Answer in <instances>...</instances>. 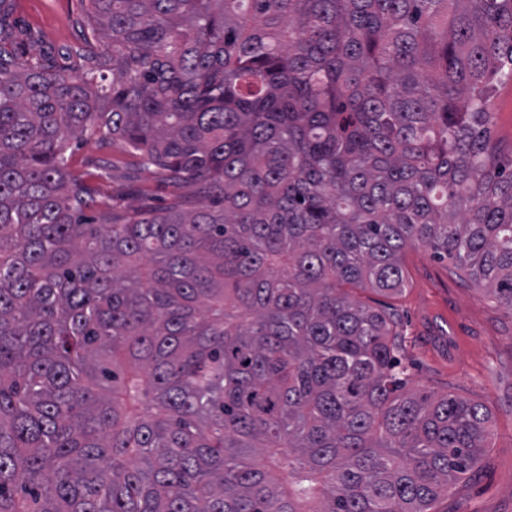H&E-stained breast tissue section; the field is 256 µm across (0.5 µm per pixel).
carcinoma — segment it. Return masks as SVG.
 I'll return each mask as SVG.
<instances>
[{
    "instance_id": "obj_1",
    "label": "carcinoma",
    "mask_w": 512,
    "mask_h": 512,
    "mask_svg": "<svg viewBox=\"0 0 512 512\" xmlns=\"http://www.w3.org/2000/svg\"><path fill=\"white\" fill-rule=\"evenodd\" d=\"M14 10L0 512H435L491 411L350 291L424 247L512 314V0H87L67 71ZM89 140L191 193L88 215ZM493 131L506 148L512 145V85L502 86L496 94Z\"/></svg>"
}]
</instances>
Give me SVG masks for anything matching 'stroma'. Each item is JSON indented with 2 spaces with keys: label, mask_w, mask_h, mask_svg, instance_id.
I'll return each mask as SVG.
<instances>
[{
  "label": "stroma",
  "mask_w": 512,
  "mask_h": 512,
  "mask_svg": "<svg viewBox=\"0 0 512 512\" xmlns=\"http://www.w3.org/2000/svg\"><path fill=\"white\" fill-rule=\"evenodd\" d=\"M82 0H16L19 24L41 32L42 51L68 67L67 51L81 44ZM72 169L100 200L129 208L162 206L179 190L160 174L139 168L112 144L71 145ZM402 294L357 292V300L390 314L403 337L408 386L454 392L488 406L491 446L435 505L436 512H512V317L447 262L426 249L403 256Z\"/></svg>",
  "instance_id": "stroma-1"
}]
</instances>
